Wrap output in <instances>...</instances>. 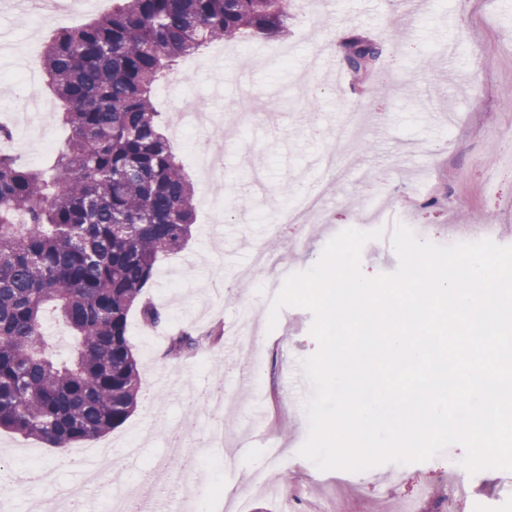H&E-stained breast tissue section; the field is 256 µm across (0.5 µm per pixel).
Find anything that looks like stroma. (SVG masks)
Listing matches in <instances>:
<instances>
[{"mask_svg":"<svg viewBox=\"0 0 512 512\" xmlns=\"http://www.w3.org/2000/svg\"><path fill=\"white\" fill-rule=\"evenodd\" d=\"M317 2L310 15L292 5L287 36L241 42L223 70L210 69L206 49L181 58L155 95L164 113L173 97L218 114L245 77L277 122L271 127L261 117L246 135L220 140L190 129L173 142L191 174L195 151L222 156L224 182L198 187L197 222L187 245L157 261L144 290L163 323L148 329L140 310L129 315L143 400L123 425L82 443L85 452L108 447L123 470L86 490L83 512H107L115 498L135 505L154 492L166 512H237L242 502L246 512H280L276 497L251 493L257 472L277 486L290 475V488L302 492L298 512H376L384 502L401 512L423 484H438L460 469L464 450L458 445L425 462L372 467L365 480L343 470L319 471L300 456L308 437L303 405L311 393L300 363L317 350L313 316L286 307L276 328L268 329L280 286L247 269L255 248L264 246L283 255L286 272L307 270L348 228L385 230L361 251V269L373 275L396 269L390 235L400 224L424 225L426 240L450 245L467 241L470 227L488 220L497 228L496 243L512 245V172L501 169L512 153V0H418L411 15L385 0ZM91 18L88 12L72 21L32 18L12 0H0V42L11 45L10 58L0 59V122L12 130L20 164L45 162V155L29 154L37 139L59 148L68 136L59 101L45 82L22 83V72L40 68L55 30ZM396 25L420 56L390 43ZM339 33L382 44L375 75L390 85L389 94L374 93L347 73L341 84L330 82V62L342 57L334 48ZM351 110L386 127V139L364 130L349 146L335 148L331 130ZM333 149L336 174L324 182L315 161ZM318 186L326 219L304 237L294 224L275 235L289 202ZM217 324L224 327L222 344L167 357L171 336ZM248 359L260 366V386L236 382ZM217 387L233 395L221 412L209 407ZM174 430L188 433L194 469L170 456ZM70 456V449L0 430V512H29L32 500L56 498L60 489L79 484L83 472ZM42 468L54 471L55 484L18 486L19 473Z\"/></svg>","mask_w":512,"mask_h":512,"instance_id":"1","label":"stroma"}]
</instances>
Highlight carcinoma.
I'll use <instances>...</instances> for the list:
<instances>
[{
    "mask_svg": "<svg viewBox=\"0 0 512 512\" xmlns=\"http://www.w3.org/2000/svg\"><path fill=\"white\" fill-rule=\"evenodd\" d=\"M292 0H122L112 14L58 32L45 79L62 100L71 138L45 168L0 154V429L67 447L121 426L141 395L128 338L159 256L182 250L197 192L161 124L153 93L186 54L215 42L288 32ZM380 45H344L348 69L373 75ZM73 343L52 351L47 315ZM221 337H171L179 359Z\"/></svg>",
    "mask_w": 512,
    "mask_h": 512,
    "instance_id": "1",
    "label": "carcinoma"
}]
</instances>
